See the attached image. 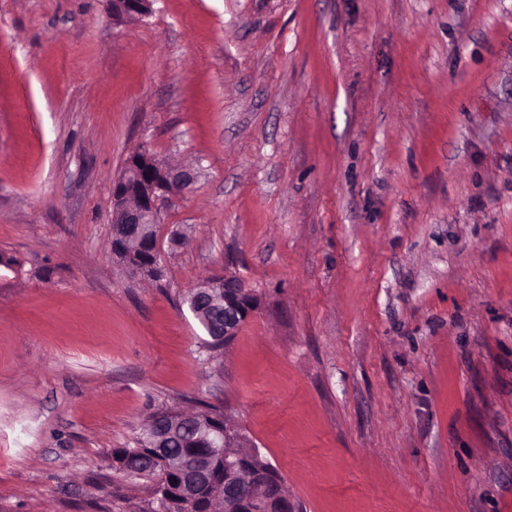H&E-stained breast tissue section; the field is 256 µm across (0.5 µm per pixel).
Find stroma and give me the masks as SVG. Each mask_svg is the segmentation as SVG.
I'll use <instances>...</instances> for the list:
<instances>
[{
    "label": "stroma",
    "mask_w": 512,
    "mask_h": 512,
    "mask_svg": "<svg viewBox=\"0 0 512 512\" xmlns=\"http://www.w3.org/2000/svg\"><path fill=\"white\" fill-rule=\"evenodd\" d=\"M142 146L199 172L159 281L111 249ZM0 255V512H141L114 449L208 405L294 512H512V0H0ZM154 0H109L115 20H134L149 16ZM214 288H224L223 298L213 295L214 302L222 304L218 306L224 313V335L207 336L209 340L205 343L210 350L219 351L229 340L228 336H236L241 323L255 310L257 299L253 290L247 288L241 280L229 276H216V280L205 283L203 287L191 288L184 301L186 304H196L195 290L210 295L214 293Z\"/></svg>",
    "instance_id": "35a3bbf8"
}]
</instances>
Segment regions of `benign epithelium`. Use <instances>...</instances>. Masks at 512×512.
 <instances>
[{
    "label": "benign epithelium",
    "mask_w": 512,
    "mask_h": 512,
    "mask_svg": "<svg viewBox=\"0 0 512 512\" xmlns=\"http://www.w3.org/2000/svg\"><path fill=\"white\" fill-rule=\"evenodd\" d=\"M154 0H109L112 17L118 21L142 19L152 12ZM196 172L190 167H173L160 162L145 148L134 150L126 159L123 169L112 182V237L129 240L136 236L134 228L160 224L162 203L183 197L193 189ZM224 289V297L214 298L224 313V336H235L241 323L255 310L253 290L229 276H218L198 288V292L212 294ZM168 435L155 436L147 456L161 462L166 472L161 474L162 490L179 498L190 507L195 501L200 484L209 480L210 469L195 453L174 456L166 448ZM180 476L175 485L167 483V474Z\"/></svg>",
    "instance_id": "7a95c632"
}]
</instances>
